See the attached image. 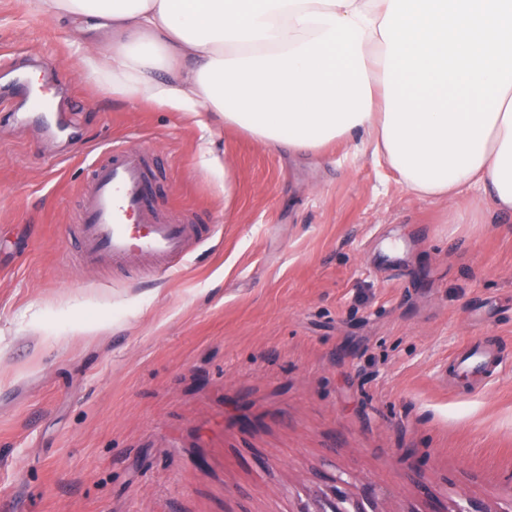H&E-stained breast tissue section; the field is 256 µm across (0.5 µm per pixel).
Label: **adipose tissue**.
Wrapping results in <instances>:
<instances>
[{"label":"adipose tissue","instance_id":"adipose-tissue-1","mask_svg":"<svg viewBox=\"0 0 512 512\" xmlns=\"http://www.w3.org/2000/svg\"><path fill=\"white\" fill-rule=\"evenodd\" d=\"M113 96L289 152L366 132L415 194L512 212V0H28Z\"/></svg>","mask_w":512,"mask_h":512}]
</instances>
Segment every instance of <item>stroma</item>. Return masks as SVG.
<instances>
[{
  "label": "stroma",
  "instance_id": "stroma-1",
  "mask_svg": "<svg viewBox=\"0 0 512 512\" xmlns=\"http://www.w3.org/2000/svg\"><path fill=\"white\" fill-rule=\"evenodd\" d=\"M95 36L0 0V54L48 56L81 124L0 113V512H298L333 468L392 512L511 502L512 213L416 196L365 141L297 155L129 105ZM115 138L157 155L162 209L222 227L176 280L68 255L85 148ZM471 341L504 360L472 389L444 376ZM422 509H414L410 512H488V510L477 501L460 496L458 501H454L452 508L438 507L435 502L426 498Z\"/></svg>",
  "mask_w": 512,
  "mask_h": 512
}]
</instances>
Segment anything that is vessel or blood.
Returning <instances> with one entry per match:
<instances>
[{
  "label": "vessel or blood",
  "mask_w": 512,
  "mask_h": 512,
  "mask_svg": "<svg viewBox=\"0 0 512 512\" xmlns=\"http://www.w3.org/2000/svg\"><path fill=\"white\" fill-rule=\"evenodd\" d=\"M35 56L19 50L9 64L16 77L0 107L12 102L19 119L48 123L38 105L27 70ZM86 171L74 247L83 267H112L134 277L174 279L186 258L219 230L215 224H192L168 217L157 205L158 183L150 155L128 143L98 146ZM460 359L470 378L499 373L502 361L492 351L468 349Z\"/></svg>",
  "instance_id": "vessel-or-blood-1"
}]
</instances>
